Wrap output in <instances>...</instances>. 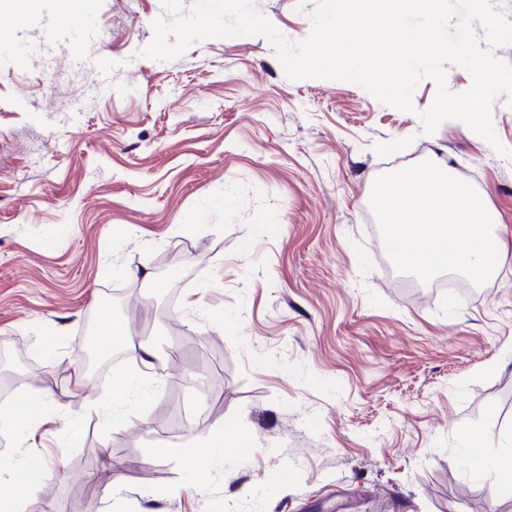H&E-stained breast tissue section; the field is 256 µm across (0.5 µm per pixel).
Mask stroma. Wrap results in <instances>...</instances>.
Masks as SVG:
<instances>
[{
  "label": "stroma",
  "instance_id": "stroma-1",
  "mask_svg": "<svg viewBox=\"0 0 512 512\" xmlns=\"http://www.w3.org/2000/svg\"><path fill=\"white\" fill-rule=\"evenodd\" d=\"M316 0H257L290 40ZM43 0L0 44V409L49 391L33 439L0 430V460L46 463L21 512H512V487L465 465L512 451L510 156L458 120L424 134L436 95L385 105L337 80L288 79L261 36L140 57L162 0ZM424 160L496 210L507 253L490 283L436 288L400 273L369 200ZM172 324L120 421L128 356L77 386L88 317L124 340ZM152 403L143 413L141 401ZM245 454L202 474L178 451L227 422ZM478 435L482 445L467 442ZM118 496L89 480L103 463Z\"/></svg>",
  "mask_w": 512,
  "mask_h": 512
}]
</instances>
